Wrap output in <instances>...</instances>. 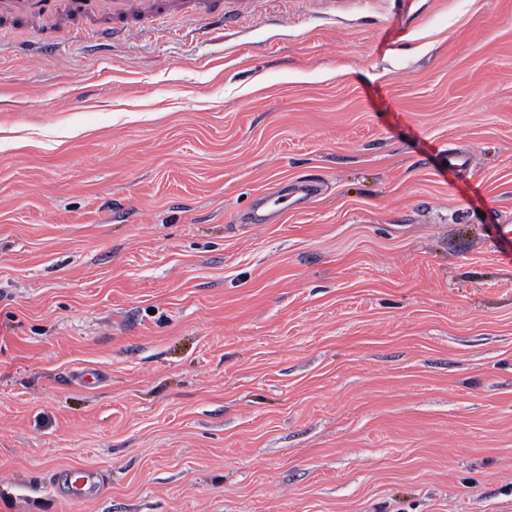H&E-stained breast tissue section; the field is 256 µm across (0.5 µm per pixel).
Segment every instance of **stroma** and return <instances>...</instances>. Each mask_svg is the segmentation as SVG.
Returning <instances> with one entry per match:
<instances>
[{
    "instance_id": "35a3bbf8",
    "label": "stroma",
    "mask_w": 512,
    "mask_h": 512,
    "mask_svg": "<svg viewBox=\"0 0 512 512\" xmlns=\"http://www.w3.org/2000/svg\"><path fill=\"white\" fill-rule=\"evenodd\" d=\"M224 8L0 20V512H512V0ZM317 189L316 182L313 180L303 181L294 192L271 196L267 199L266 205L275 211L288 212L289 209H298L305 198L312 195ZM293 193L300 196L293 198ZM100 481V476L95 471L80 473V476L72 480L68 475L65 476V483L68 489V496L73 500H80L85 497V487L95 486Z\"/></svg>"
}]
</instances>
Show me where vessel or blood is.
Wrapping results in <instances>:
<instances>
[{
  "mask_svg": "<svg viewBox=\"0 0 512 512\" xmlns=\"http://www.w3.org/2000/svg\"><path fill=\"white\" fill-rule=\"evenodd\" d=\"M173 0H0V15L20 21L33 16L66 14L75 19L108 16L110 25L99 28L102 36L121 31L125 36H134L128 21L132 18L148 19L173 8ZM317 189L315 181H303L295 193L269 197L267 205L275 211L297 208L302 198L312 195Z\"/></svg>",
  "mask_w": 512,
  "mask_h": 512,
  "instance_id": "1",
  "label": "vessel or blood"
}]
</instances>
